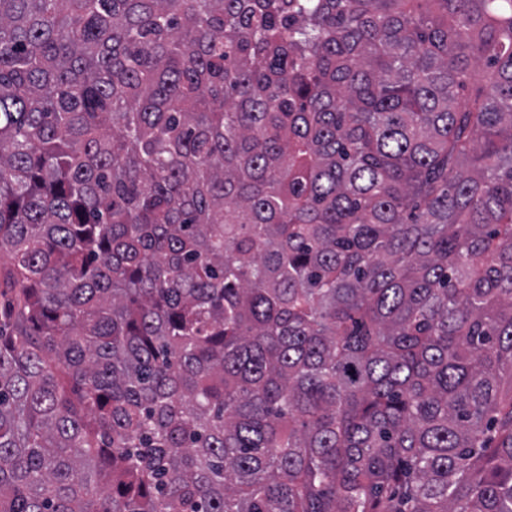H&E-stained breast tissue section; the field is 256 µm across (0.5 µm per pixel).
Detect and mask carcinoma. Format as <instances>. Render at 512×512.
<instances>
[{
  "mask_svg": "<svg viewBox=\"0 0 512 512\" xmlns=\"http://www.w3.org/2000/svg\"><path fill=\"white\" fill-rule=\"evenodd\" d=\"M5 250L0 512H512V0H0Z\"/></svg>",
  "mask_w": 512,
  "mask_h": 512,
  "instance_id": "carcinoma-1",
  "label": "carcinoma"
}]
</instances>
